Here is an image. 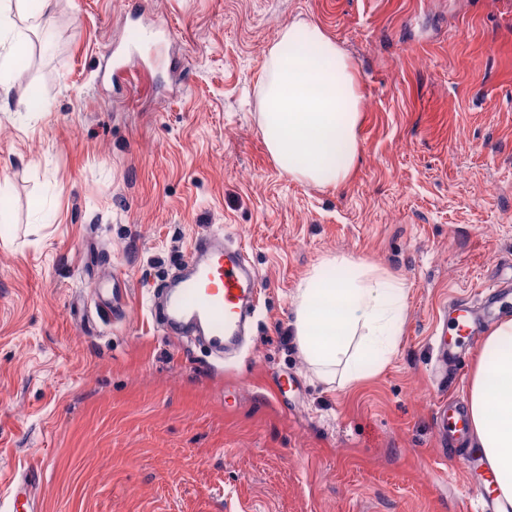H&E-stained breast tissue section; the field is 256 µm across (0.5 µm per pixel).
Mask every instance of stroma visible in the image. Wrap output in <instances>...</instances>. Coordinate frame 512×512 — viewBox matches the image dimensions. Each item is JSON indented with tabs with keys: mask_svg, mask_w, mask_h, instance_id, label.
<instances>
[{
	"mask_svg": "<svg viewBox=\"0 0 512 512\" xmlns=\"http://www.w3.org/2000/svg\"><path fill=\"white\" fill-rule=\"evenodd\" d=\"M321 26L361 78L353 176L295 181L257 126L279 31ZM177 73L112 81L132 26ZM0 98V512H464L434 422V329L512 262V0H55ZM38 92L40 111L20 103ZM244 244L259 305L234 357L169 340L149 296L195 236ZM406 284L384 368L318 380L288 325L330 254ZM11 485L12 512H20V508L22 512H37L38 509L35 507V502L38 494L35 480L25 476L17 480L14 479Z\"/></svg>",
	"mask_w": 512,
	"mask_h": 512,
	"instance_id": "stroma-1",
	"label": "stroma"
}]
</instances>
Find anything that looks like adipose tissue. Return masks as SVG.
<instances>
[{"mask_svg":"<svg viewBox=\"0 0 512 512\" xmlns=\"http://www.w3.org/2000/svg\"><path fill=\"white\" fill-rule=\"evenodd\" d=\"M54 0H0V90L7 88L12 53L22 43L12 12L50 14ZM361 79L348 54L323 29L297 21L284 27L259 78L258 129L289 177L337 186L354 171L360 153ZM404 281L346 255L321 260L293 297L294 339L327 383L356 386L384 367L405 322ZM474 441L512 503V319L485 336L469 396Z\"/></svg>","mask_w":512,"mask_h":512,"instance_id":"1","label":"adipose tissue"}]
</instances>
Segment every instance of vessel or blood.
Segmentation results:
<instances>
[{
    "mask_svg": "<svg viewBox=\"0 0 512 512\" xmlns=\"http://www.w3.org/2000/svg\"><path fill=\"white\" fill-rule=\"evenodd\" d=\"M165 289L162 323L167 334L177 339L188 334L205 339L222 354L239 347L258 301V276L241 242L230 241L220 229L195 238L188 258ZM510 289L512 275H500L482 289L478 305L462 300L449 303L452 332L435 338V373L459 371L458 344L477 342L500 315L499 300ZM435 422L444 438L463 436L470 427L468 411L457 400L438 402ZM475 491L482 512H501L493 473L486 472ZM10 492L14 512H37V486L31 477L14 480Z\"/></svg>",
    "mask_w": 512,
    "mask_h": 512,
    "instance_id": "b4317fda",
    "label": "vessel or blood"
}]
</instances>
